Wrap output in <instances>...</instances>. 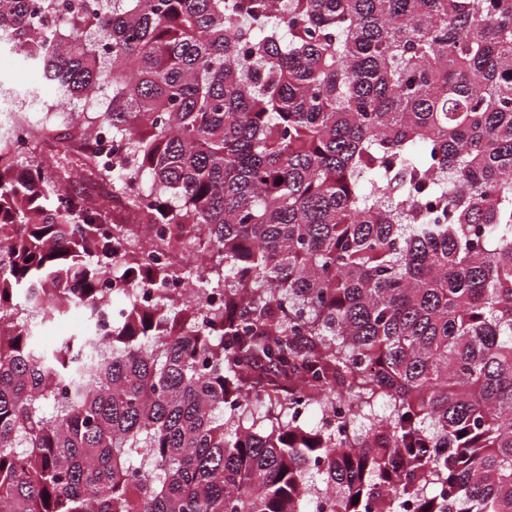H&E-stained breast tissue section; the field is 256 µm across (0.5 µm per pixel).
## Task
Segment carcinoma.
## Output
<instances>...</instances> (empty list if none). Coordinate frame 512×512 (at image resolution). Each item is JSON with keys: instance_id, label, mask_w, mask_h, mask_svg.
<instances>
[{"instance_id": "carcinoma-1", "label": "carcinoma", "mask_w": 512, "mask_h": 512, "mask_svg": "<svg viewBox=\"0 0 512 512\" xmlns=\"http://www.w3.org/2000/svg\"><path fill=\"white\" fill-rule=\"evenodd\" d=\"M51 9L0 34L96 121L0 133V512H512V0ZM84 314L82 310H73L64 319L58 321L56 325L43 336L47 343L56 341L60 336H69L75 332L82 324Z\"/></svg>"}]
</instances>
